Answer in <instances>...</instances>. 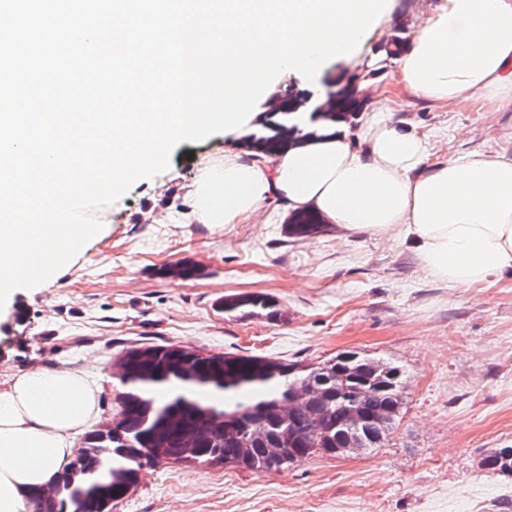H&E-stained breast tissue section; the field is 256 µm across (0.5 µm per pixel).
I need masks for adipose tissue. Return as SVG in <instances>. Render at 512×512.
Masks as SVG:
<instances>
[{
	"instance_id": "obj_1",
	"label": "adipose tissue",
	"mask_w": 512,
	"mask_h": 512,
	"mask_svg": "<svg viewBox=\"0 0 512 512\" xmlns=\"http://www.w3.org/2000/svg\"><path fill=\"white\" fill-rule=\"evenodd\" d=\"M390 0H224V130L251 131L252 105L278 74L324 96L321 66L355 56ZM417 97L462 106L478 93L512 106V0H443L400 59ZM381 103L356 138L340 123L276 158L237 152L207 161L186 194L193 224H236L269 198L348 231L398 232L428 272L470 288L512 270V159L473 154L430 162L426 137ZM207 123L168 125L140 146L137 167L112 169V189L163 161L162 145L207 134ZM100 386L83 372L34 369L0 380V512H26L31 494L70 465L74 437L99 415Z\"/></svg>"
}]
</instances>
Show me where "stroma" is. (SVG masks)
Masks as SVG:
<instances>
[{
    "instance_id": "35a3bbf8",
    "label": "stroma",
    "mask_w": 512,
    "mask_h": 512,
    "mask_svg": "<svg viewBox=\"0 0 512 512\" xmlns=\"http://www.w3.org/2000/svg\"><path fill=\"white\" fill-rule=\"evenodd\" d=\"M441 0H391V9L349 60L329 61L326 85L356 82L368 102H404L399 120L428 137L431 161L479 153L512 158V107L476 95L465 107L405 91L400 62L381 44L413 39ZM384 59L372 74L369 59ZM230 135L181 142L168 169L135 181L101 213L104 231L68 272L19 290L0 309V376L62 366L101 388L99 422L119 410L111 370L129 348L175 344L315 364L355 351L404 372L401 422L373 452L316 454L279 471L232 465L158 464L111 512H512V476L482 466L512 448V274L451 288L395 233L323 225L289 236L278 202L237 224L186 223L184 204L204 161ZM190 262L199 276H161ZM264 294L276 318H238L224 297Z\"/></svg>"
}]
</instances>
